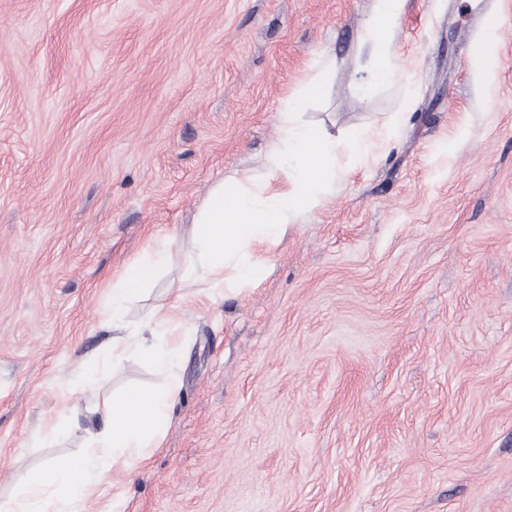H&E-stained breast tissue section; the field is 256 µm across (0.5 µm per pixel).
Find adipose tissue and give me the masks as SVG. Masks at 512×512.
<instances>
[{
  "label": "adipose tissue",
  "instance_id": "ef3b65f1",
  "mask_svg": "<svg viewBox=\"0 0 512 512\" xmlns=\"http://www.w3.org/2000/svg\"><path fill=\"white\" fill-rule=\"evenodd\" d=\"M401 8L402 0H374L367 29L373 83H384L392 74V32ZM328 79V69H320L285 99L279 114L281 135L267 148L261 176L248 182L221 180L210 188L193 226L198 252L192 259L196 276L189 282V292L180 294L177 302L157 303L146 321L126 319L167 256L164 241L156 243L152 256L130 265L113 285L107 317L125 326L124 335L113 337L109 346L114 356L134 351L158 370L173 373L179 347L158 341L157 336L176 319L180 303L211 288L234 295L256 288L266 265L258 246L275 247L299 215L323 206L326 188L336 184L341 150L358 155L371 150L375 130L355 127L337 141L320 127L299 120V113L323 92ZM176 395L173 384L107 395L86 454L61 456L41 467L0 500V512H71L72 503L90 497L111 474L127 470L130 462L158 446Z\"/></svg>",
  "mask_w": 512,
  "mask_h": 512
}]
</instances>
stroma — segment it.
Masks as SVG:
<instances>
[{"instance_id": "35a3bbf8", "label": "stroma", "mask_w": 512, "mask_h": 512, "mask_svg": "<svg viewBox=\"0 0 512 512\" xmlns=\"http://www.w3.org/2000/svg\"><path fill=\"white\" fill-rule=\"evenodd\" d=\"M372 7L0 0L1 495L84 453L102 392L174 379L160 446L72 512H512V0H404L374 89ZM491 19L483 78L461 59ZM326 61L301 119L378 129L371 153L337 156L257 288L181 313L174 375L130 352L60 410L113 282L167 236L129 317L177 299L210 187L258 170Z\"/></svg>"}]
</instances>
